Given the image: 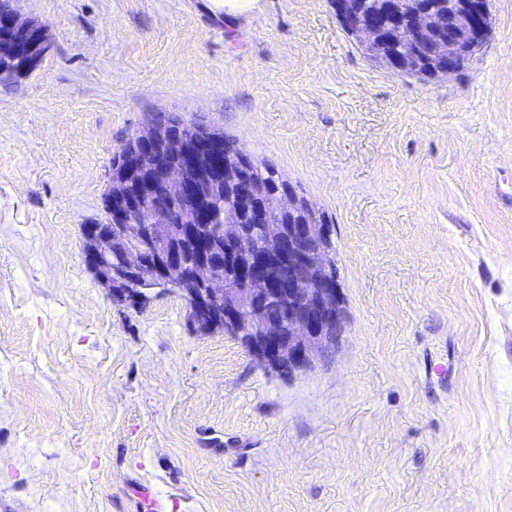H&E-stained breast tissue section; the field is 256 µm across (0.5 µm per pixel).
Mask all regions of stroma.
<instances>
[{"mask_svg": "<svg viewBox=\"0 0 512 512\" xmlns=\"http://www.w3.org/2000/svg\"><path fill=\"white\" fill-rule=\"evenodd\" d=\"M51 48L0 84V512H512V0L456 75L365 58L333 0H9ZM219 129L324 211L336 345L285 378L180 297L83 263L113 157ZM211 11L218 17L223 13L224 19L239 17L252 13L257 8L258 0H208Z\"/></svg>", "mask_w": 512, "mask_h": 512, "instance_id": "35a3bbf8", "label": "stroma"}]
</instances>
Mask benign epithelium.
Wrapping results in <instances>:
<instances>
[{
    "instance_id": "1",
    "label": "benign epithelium",
    "mask_w": 512,
    "mask_h": 512,
    "mask_svg": "<svg viewBox=\"0 0 512 512\" xmlns=\"http://www.w3.org/2000/svg\"><path fill=\"white\" fill-rule=\"evenodd\" d=\"M336 14L361 50L379 65L404 74L420 64L448 60L452 76L485 43L491 27L488 0H448V20L430 9L393 13L403 40L429 44L421 59L402 62L376 18L358 0H335ZM50 49L44 26L0 9V51L29 71ZM103 195L108 224H84L83 260L113 299L136 306L153 289L182 298L193 328L239 338L264 368L291 377L306 371L341 332V291L331 258V229L296 190L267 196L248 178L246 164L224 150V132L195 125L173 132L150 123L118 154ZM220 194L238 204L224 208V244L210 233L212 203ZM260 201L265 224L254 246L241 209Z\"/></svg>"
}]
</instances>
